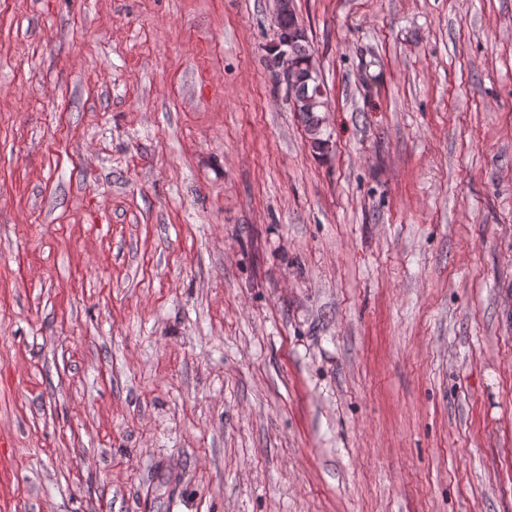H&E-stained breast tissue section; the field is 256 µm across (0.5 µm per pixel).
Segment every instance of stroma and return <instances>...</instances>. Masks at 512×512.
<instances>
[{
	"label": "stroma",
	"instance_id": "obj_1",
	"mask_svg": "<svg viewBox=\"0 0 512 512\" xmlns=\"http://www.w3.org/2000/svg\"><path fill=\"white\" fill-rule=\"evenodd\" d=\"M0 0V512H512V0ZM274 2L276 29L279 27L281 17V29L284 34L288 35V51L298 67L296 77L298 87L291 103L304 123L312 147L320 150L326 142L321 137L324 123V117L321 114L325 112V109L323 107L324 99L316 95L314 90L316 84L323 85L319 75L315 72L312 80L308 79V65L313 56V50L309 45L305 27L298 20L293 1L287 0L284 11L283 0H275ZM288 4H291L289 9Z\"/></svg>",
	"mask_w": 512,
	"mask_h": 512
}]
</instances>
